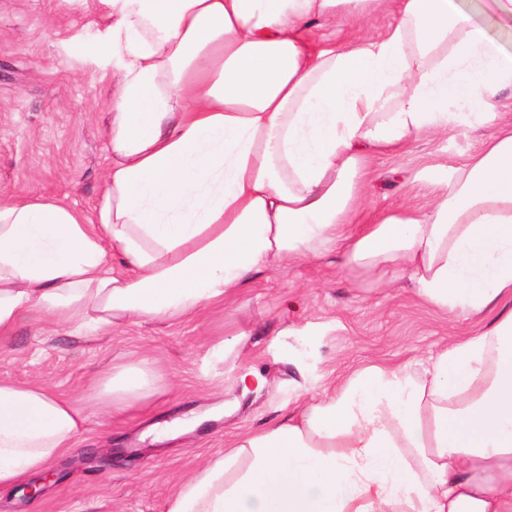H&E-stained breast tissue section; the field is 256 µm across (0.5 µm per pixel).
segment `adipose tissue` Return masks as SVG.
I'll return each instance as SVG.
<instances>
[{
  "instance_id": "ef3b65f1",
  "label": "adipose tissue",
  "mask_w": 512,
  "mask_h": 512,
  "mask_svg": "<svg viewBox=\"0 0 512 512\" xmlns=\"http://www.w3.org/2000/svg\"><path fill=\"white\" fill-rule=\"evenodd\" d=\"M112 59L108 168L93 215L0 201V339L56 317L91 337L223 306L254 276L341 250L430 307L490 326L430 356L334 377L236 435L165 512H512V52L460 0H98ZM384 35L317 48L340 18ZM487 112L499 127L421 214L347 233L369 158ZM148 359L109 369L106 412L148 402ZM88 416L0 379V489L77 447Z\"/></svg>"
}]
</instances>
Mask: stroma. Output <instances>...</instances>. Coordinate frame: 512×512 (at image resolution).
Returning <instances> with one entry per match:
<instances>
[{
	"instance_id": "obj_1",
	"label": "stroma",
	"mask_w": 512,
	"mask_h": 512,
	"mask_svg": "<svg viewBox=\"0 0 512 512\" xmlns=\"http://www.w3.org/2000/svg\"><path fill=\"white\" fill-rule=\"evenodd\" d=\"M97 0H0V200L61 199L92 214L109 164ZM494 131L423 133L372 156L349 231L399 208L424 211L451 167ZM427 306L408 280L337 253L258 275L224 306L179 323L146 321L88 339L61 322L22 321L0 341V378L39 381L78 401L108 367L149 357L167 387L146 405L105 417L50 466L38 497L0 490V512H165L177 484L240 432L288 414L332 378L371 361L398 363L482 327Z\"/></svg>"
}]
</instances>
